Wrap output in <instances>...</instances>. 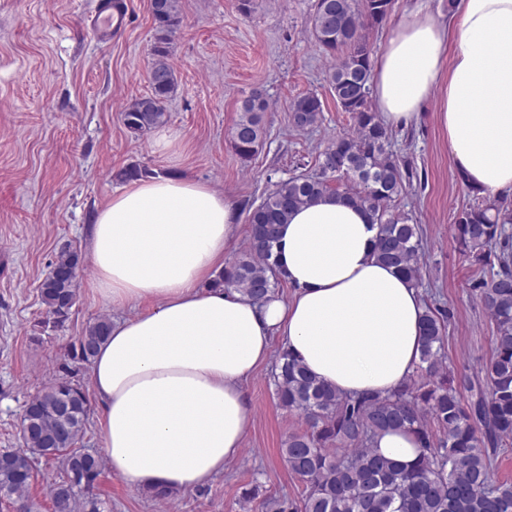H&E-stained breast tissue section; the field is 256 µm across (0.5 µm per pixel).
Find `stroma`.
<instances>
[{
    "label": "stroma",
    "instance_id": "35a3bbf8",
    "mask_svg": "<svg viewBox=\"0 0 512 512\" xmlns=\"http://www.w3.org/2000/svg\"><path fill=\"white\" fill-rule=\"evenodd\" d=\"M94 2L0 0V448L19 447L23 405L54 383L65 345L111 314L84 283L64 328L33 333L45 313L39 286L51 260L67 243L86 251V225L123 187L114 178L119 169L137 163L182 172L238 204L257 203L352 128L329 89L333 62L311 35L314 0H253L247 14L238 0H182L171 57L178 91L166 124L177 141L159 151L155 132L132 136L122 120L124 105L151 91L150 0H129L126 27L105 43L89 26ZM256 88L271 110L264 144L244 164L231 129ZM309 93L322 100V119L299 130L289 103ZM441 96L434 90L417 123L394 129L391 149L410 172L399 207L421 228L422 291L448 313L445 363L460 381L480 376L491 359L495 325L469 288L476 266L454 235L457 212L475 195L437 122ZM271 370L263 365L247 381L251 422L242 451L211 484L161 502L110 473L106 512H268V499H301L305 484L280 449L304 421L279 406Z\"/></svg>",
    "mask_w": 512,
    "mask_h": 512
}]
</instances>
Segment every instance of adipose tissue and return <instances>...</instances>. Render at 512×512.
I'll return each mask as SVG.
<instances>
[{
    "label": "adipose tissue",
    "mask_w": 512,
    "mask_h": 512,
    "mask_svg": "<svg viewBox=\"0 0 512 512\" xmlns=\"http://www.w3.org/2000/svg\"><path fill=\"white\" fill-rule=\"evenodd\" d=\"M372 75L388 126L415 122L447 77L437 118L455 168L487 198L512 192V0H456L445 19L416 0ZM241 231L231 199L183 174L132 182L87 228L93 296L150 304L113 321L92 361L101 446L129 489L175 495L223 473L250 421L245 383L274 343L354 398L391 393L421 363L425 304L377 260L368 212L336 195L290 211L273 248L287 299L211 287Z\"/></svg>",
    "instance_id": "1"
}]
</instances>
